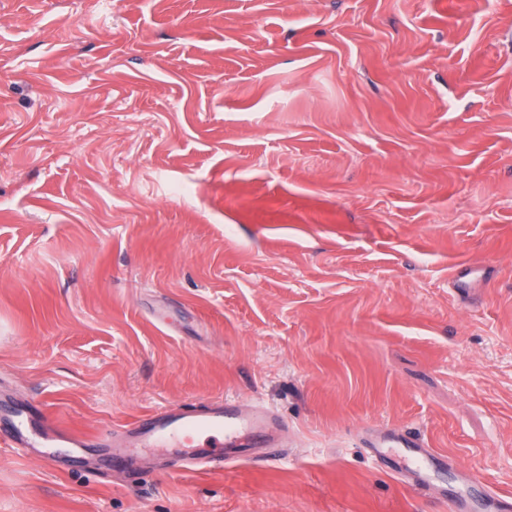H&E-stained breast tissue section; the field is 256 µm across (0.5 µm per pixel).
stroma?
<instances>
[{"instance_id":"stroma-1","label":"stroma","mask_w":512,"mask_h":512,"mask_svg":"<svg viewBox=\"0 0 512 512\" xmlns=\"http://www.w3.org/2000/svg\"><path fill=\"white\" fill-rule=\"evenodd\" d=\"M0 396L288 424L131 481L0 444V512H447L386 427L512 499V0H0ZM373 456L414 486L428 485L432 472L454 466L448 456L428 448V444L403 430L387 429L367 443Z\"/></svg>"}]
</instances>
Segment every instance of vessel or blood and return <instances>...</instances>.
<instances>
[{
  "mask_svg": "<svg viewBox=\"0 0 512 512\" xmlns=\"http://www.w3.org/2000/svg\"><path fill=\"white\" fill-rule=\"evenodd\" d=\"M285 420L272 408L245 406L235 399L207 403L204 409L166 408L112 428L88 434L62 431L46 407L32 403L0 407V442L27 450L43 449L48 459L73 456L75 450L101 448L102 466L129 467L140 453L160 449L173 472L220 473L240 462L265 463L276 457ZM373 456L415 486L448 466L447 455L403 430L387 429L367 443ZM512 504L488 489L469 498H451L449 512H507Z\"/></svg>",
  "mask_w": 512,
  "mask_h": 512,
  "instance_id": "obj_1",
  "label": "vessel or blood"
}]
</instances>
